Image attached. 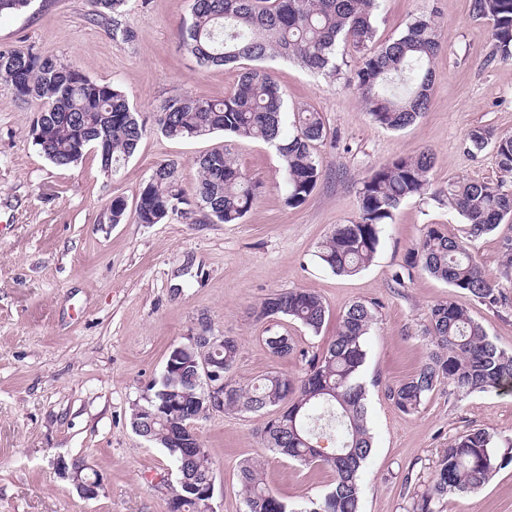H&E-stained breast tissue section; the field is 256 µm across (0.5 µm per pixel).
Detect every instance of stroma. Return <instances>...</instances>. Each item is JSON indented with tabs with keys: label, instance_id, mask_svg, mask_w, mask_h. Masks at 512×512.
Wrapping results in <instances>:
<instances>
[{
	"label": "stroma",
	"instance_id": "obj_1",
	"mask_svg": "<svg viewBox=\"0 0 512 512\" xmlns=\"http://www.w3.org/2000/svg\"><path fill=\"white\" fill-rule=\"evenodd\" d=\"M192 0H129L122 17L131 41H115L88 19V0H33L0 17V43L31 46L73 59L91 79L121 87L151 118L169 97L230 93L238 71L200 68L180 49L177 32ZM471 0H382L376 41L398 37L414 18L435 16L446 48L432 69L431 104L413 125L390 131L366 114L349 70L313 74L297 62L269 61L289 111L319 112L326 136L317 146L322 176L307 201L285 203L281 160L268 144L221 132L171 140L148 128L135 155L105 176L95 154L78 166L48 160L28 136L37 102L16 100L0 82V512H168L176 483L171 458L139 436L133 406L160 379L172 347L207 322L234 337L240 355L231 376L246 385L270 372L301 376L304 354H317L355 302L375 304L366 339L368 420L374 437L366 462L362 512H407L445 448L473 428L512 435V391L459 399L441 384L417 413L398 411L390 388L428 359L431 308L451 299L467 307L499 349L512 352V305L492 307L421 271L402 282L406 253L428 225L460 234L461 217L432 196L404 202L384 225L371 265L339 276L318 257L337 225L357 220V189L379 164L421 151L434 156L433 188L449 180H493L512 189L490 151L467 150L475 128L512 133V65L489 62V27ZM232 154L261 187L238 224L103 222L112 197L135 206L142 184L162 160L180 164V186L195 196V159L214 147ZM512 224L471 244L493 282L512 297L502 250ZM291 288L322 297L328 315L319 335L290 319L256 320L265 298ZM292 338L296 352L275 356L269 332ZM262 413L207 414L195 423L215 472L216 512H244L240 465L261 460L266 482L291 502L318 498L331 472L268 451ZM98 476L97 497L79 494L61 463ZM444 512H512V464L481 489L451 495Z\"/></svg>",
	"mask_w": 512,
	"mask_h": 512
}]
</instances>
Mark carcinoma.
I'll use <instances>...</instances> for the list:
<instances>
[{
    "mask_svg": "<svg viewBox=\"0 0 512 512\" xmlns=\"http://www.w3.org/2000/svg\"><path fill=\"white\" fill-rule=\"evenodd\" d=\"M89 20L114 40L129 41L130 29L120 17L128 0H89ZM381 0H192L191 17L179 33L180 47L203 67L250 62L232 92L216 98L175 95L155 115V124L168 139L201 137L222 131L261 140L281 157L286 203L302 205L311 195L321 167L316 144L324 136L319 113H293L290 132H284L287 106L263 62L274 57L294 59L312 71H340L336 47L340 42L357 53L354 84L371 120L389 130H401L427 111L432 64L442 52L441 29L434 18L409 23L395 39L374 46L375 20ZM473 15L490 25L495 57L512 63V0H471ZM0 80L18 100H37L41 109L29 136L39 151L58 167H72L96 148L102 172L116 174L133 156L146 133V123L114 84L90 79L71 59L46 55L34 48L0 45ZM492 149L497 168L512 174V134L478 128L468 136V149ZM433 155L397 158L375 167L358 188L359 216L339 224L322 242L319 259L338 275H353L368 267L380 244L382 226L398 206L429 193L448 200L464 220V236L450 237L436 225L426 226L404 260L403 273L420 269L490 306H506L509 298L484 275L468 243L512 223V191L493 181L452 180L431 191ZM196 197L187 198L180 185L179 165L163 161L141 188L135 206L138 224H160L171 218L185 224H238L252 208L258 182L246 177L235 160L216 147L195 160ZM127 202L112 198L105 220L121 224ZM276 317L301 323L312 335L322 330L326 306L313 292L288 289L266 298L255 309L260 320ZM373 310L355 302L342 315L336 336L312 357L299 378L269 373L242 385L229 376L239 356L238 342L224 338L212 356L224 361V411L272 412L261 430L266 448L302 465H321L334 474L333 487L319 499L290 504L265 483L258 461L239 469L246 512H361V472L373 437L365 407L362 379L367 352L365 339ZM427 334L434 346L428 360L388 397L404 414L418 412L438 385L448 383L457 397L489 389L512 390V352L499 349L469 310L454 301L434 305ZM267 344L278 357L294 352L288 336L275 333ZM189 373L164 370L148 388L149 400L135 404L131 420L148 433L147 442L167 450L177 480L169 512H203L201 489L215 484L208 453L171 448L167 425L174 422L195 434L196 417L186 404ZM333 444L325 453L321 441ZM512 462V436L486 428L461 435L440 456L427 487L411 497V512H442L450 494L467 493L487 484Z\"/></svg>",
    "mask_w": 512,
    "mask_h": 512,
    "instance_id": "cac0c4a2",
    "label": "carcinoma"
}]
</instances>
